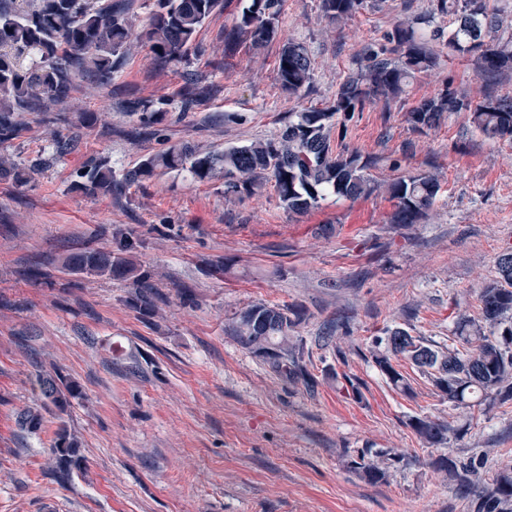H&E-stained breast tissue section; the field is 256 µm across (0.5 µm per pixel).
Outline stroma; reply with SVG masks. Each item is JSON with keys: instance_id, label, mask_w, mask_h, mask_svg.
Listing matches in <instances>:
<instances>
[{"instance_id": "1", "label": "stroma", "mask_w": 512, "mask_h": 512, "mask_svg": "<svg viewBox=\"0 0 512 512\" xmlns=\"http://www.w3.org/2000/svg\"><path fill=\"white\" fill-rule=\"evenodd\" d=\"M428 2L386 0L332 26L320 0H283L282 39L258 50L245 41L228 56L224 38L249 0H224L187 61L157 63L137 44L109 84L79 80L48 111L20 113L25 131L0 148L32 171L24 185L0 180V512H474L436 460L482 461L486 477L512 467V404L454 408L399 358L413 390L404 395L374 346L401 328L443 350L459 317H478L480 290L512 248V141L486 139L465 112L423 131L406 112L446 83L474 100L490 83L512 95V74L490 81L470 57L444 55L401 99L355 113L342 144L369 161L374 192L329 195L302 215L270 181L240 200L225 199L223 176L201 182L186 171H157L118 196L75 187L101 157L120 174L170 143L220 152L275 137L291 113L332 99L365 48ZM288 38L312 61L301 97L277 79ZM192 78L210 92L187 106ZM134 98L164 112L160 134L141 131ZM82 112L97 113L93 129H78ZM59 134L78 139L61 158ZM425 172L441 184L434 206L418 223L391 224L384 182ZM319 224L336 231L315 236ZM120 235L139 241L154 274L153 315L130 306L132 281L72 277L52 263L89 244L113 248ZM30 268L44 277L28 279ZM256 303L304 310L294 333L310 350L314 388L289 383L233 337L231 318ZM128 351L141 372L117 362ZM56 367L84 394L69 425L86 465L63 482L48 459L53 412L35 433L16 424ZM416 416L457 433L428 446L410 426ZM384 452L379 481L351 467Z\"/></svg>"}]
</instances>
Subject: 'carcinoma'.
I'll return each mask as SVG.
<instances>
[{"label":"carcinoma","instance_id":"obj_1","mask_svg":"<svg viewBox=\"0 0 512 512\" xmlns=\"http://www.w3.org/2000/svg\"><path fill=\"white\" fill-rule=\"evenodd\" d=\"M158 10L141 33L133 32L125 15L126 0H0V145L19 138L23 132L19 112H46L60 102L77 79L107 84L121 65L132 43L147 46L161 64L177 63L188 56L196 34L213 15L224 10V0H157ZM366 0H321L325 18L334 23L354 16ZM280 0H251L238 16L235 31L249 37L259 49L277 39ZM449 16V30L437 18ZM502 19L489 12L487 0H431L427 15L399 21L384 34V43L371 44L357 68L340 83L334 98L322 107H307L294 113L279 134L248 145L224 149L222 153L201 151L188 144H173L150 154L139 166L120 176L105 158L87 164L79 172L76 187L89 195H114L126 183L150 179L157 170L185 169L195 179H211L224 173L228 179L224 195L252 194L268 180L274 181L279 199L292 213L318 207L329 194L355 200L373 191L366 173L369 162L356 150L334 151L333 128H343L353 112L378 97L397 99L415 74L438 65V56L428 47L438 43L448 54L470 56L482 76L512 72V36L498 35ZM33 51L39 61L25 68L19 57ZM284 91L300 96L312 80L311 59L300 43L283 48L277 67ZM142 128L158 134L155 126L164 121L161 112L149 111L142 100L129 104ZM467 112L473 126L488 139L512 140V95L487 91L473 101L447 83L437 93L418 101L407 111L412 128L422 131L438 127L445 114ZM0 177L18 185L28 182V172L6 156H0ZM440 189L432 174L398 177L388 182L385 192L394 202L392 223L415 224L435 204ZM135 246L125 238L117 249L87 246L60 259L61 269L71 274L108 276L131 280L137 286L133 305L146 314L156 309L152 300L151 273L138 264ZM497 276L480 292L481 320H458L455 341L469 344L462 351L455 345L443 352L421 338L396 329L386 338V349L376 355L382 373L397 389L408 393L407 378L392 363L402 355L431 379L448 396V403L468 408L475 402L506 405L512 401V250L500 255ZM303 320L296 309L257 303L229 325L238 342L264 359L270 368L292 383L312 386L315 376L302 363L305 344L290 335ZM490 334H485L483 325ZM500 331L501 339L491 337ZM42 407L54 408L58 428L53 445V473L65 479L84 467L80 443L71 432L67 416L72 401L83 397L81 386L56 370L39 378ZM18 426L38 431L42 414L26 409L17 416ZM410 426L426 444L447 443L454 429L427 417L411 419ZM438 468L448 472L458 488L473 494L474 512H498L512 502V470L503 468L491 478L478 480L479 466L456 458L441 457ZM351 468L376 482L385 471L379 461L351 460Z\"/></svg>","mask_w":512,"mask_h":512}]
</instances>
